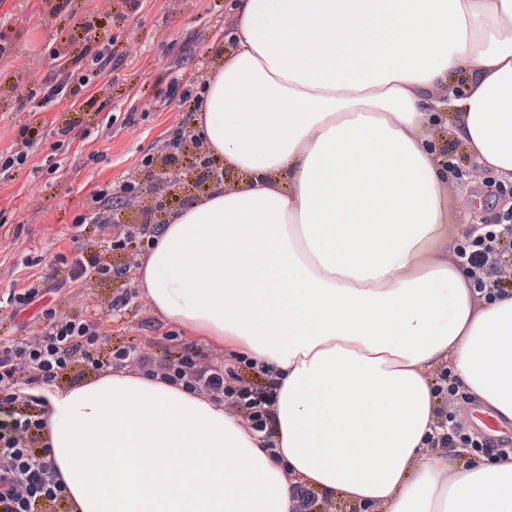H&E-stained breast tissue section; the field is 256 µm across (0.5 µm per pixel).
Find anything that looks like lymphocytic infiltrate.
<instances>
[{"instance_id":"1","label":"lymphocytic infiltrate","mask_w":512,"mask_h":512,"mask_svg":"<svg viewBox=\"0 0 512 512\" xmlns=\"http://www.w3.org/2000/svg\"><path fill=\"white\" fill-rule=\"evenodd\" d=\"M194 147L190 162L197 184L224 176L223 168L197 144L186 126L170 131L162 147L163 164L177 163L186 147ZM140 190L137 173L129 174L120 189L111 184L98 186L91 194V216H79V223H109V213L115 195L137 198ZM512 256V224H484L474 229L456 250V256L466 266L479 291L490 297L507 295L501 273L503 259ZM130 268H115L107 263L85 265L82 260L70 264L68 283L35 284L10 293L8 300L15 309H23L44 292L55 293L63 286L80 287L90 276L123 279ZM46 322L41 332L23 339H0V512H55L59 501L65 500V488L56 477L48 460V446L42 445L45 420L36 413V397L25 395L22 384H53L75 369L98 373L119 370L128 362H137L141 373L161 374L163 380L180 384L190 391H206L217 402H229L256 432L269 433L271 422L270 387L254 388L234 383L232 369L218 364L202 365L203 353L196 346L182 345L159 361L135 345L111 348L101 353L100 347L108 334L101 322L79 316L58 317L55 308L43 310ZM433 391L441 404L436 410L439 419L437 435L432 438L435 448L466 447L487 451L492 442L483 435L465 432L458 425L451 396L458 388L450 370L435 377Z\"/></svg>"}]
</instances>
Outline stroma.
<instances>
[{
    "label": "stroma",
    "instance_id": "35a3bbf8",
    "mask_svg": "<svg viewBox=\"0 0 512 512\" xmlns=\"http://www.w3.org/2000/svg\"><path fill=\"white\" fill-rule=\"evenodd\" d=\"M55 0H0V16H11L7 41L12 47L0 59V152L19 149L21 128L31 112L45 121L43 141L35 159L11 179H0V338L20 339L42 331L41 303L14 313L8 302L11 291L34 284L51 272L66 277L68 269L56 263L58 255L84 263L135 264L138 251L105 247V232L96 224H77L86 213L92 191L111 182L120 187L136 170L142 156L158 153L163 137L188 113L178 111L172 95L181 93L189 78H205L222 60L224 34L232 23L231 0H146L142 9L130 10L127 0H112L111 17H104L97 0H68L51 21L42 12ZM112 35L113 59L102 78V96L84 101L80 111H69V98L44 102L29 97L30 82L54 75L66 80L48 55V46L59 47L76 60L89 48L93 36ZM72 121L69 144H60L57 132ZM456 167L449 183L453 226L498 223L494 204L480 212L467 206L477 187L470 177L475 164L463 142L449 141ZM137 200L114 207L113 218L122 224L144 219L164 223L185 200L204 194L189 185L182 194L169 196L163 208H154L158 195L149 178H141ZM134 290L133 280L118 283L91 278L77 288L50 295L58 314L80 315L109 323V345L134 343L157 359L169 347L166 328L156 318L143 295L120 316H110L108 303L118 287Z\"/></svg>",
    "mask_w": 512,
    "mask_h": 512
}]
</instances>
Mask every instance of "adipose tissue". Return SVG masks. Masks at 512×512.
<instances>
[{
  "instance_id": "obj_1",
  "label": "adipose tissue",
  "mask_w": 512,
  "mask_h": 512,
  "mask_svg": "<svg viewBox=\"0 0 512 512\" xmlns=\"http://www.w3.org/2000/svg\"><path fill=\"white\" fill-rule=\"evenodd\" d=\"M191 126L237 180L174 211L135 281L265 376L273 436L141 373L30 387L71 512H296L300 485L512 512V455L427 451L444 367L512 424V297L442 247L449 139L512 182V0H235Z\"/></svg>"
}]
</instances>
